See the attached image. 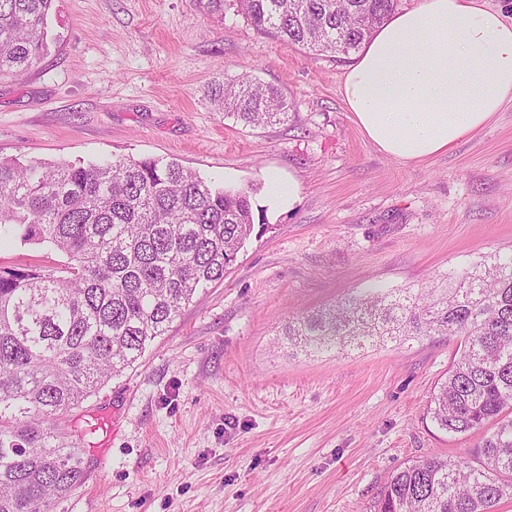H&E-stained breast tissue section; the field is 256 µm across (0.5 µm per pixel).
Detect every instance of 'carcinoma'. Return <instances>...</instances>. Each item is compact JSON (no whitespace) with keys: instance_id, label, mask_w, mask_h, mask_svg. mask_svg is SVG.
Segmentation results:
<instances>
[{"instance_id":"1","label":"carcinoma","mask_w":512,"mask_h":512,"mask_svg":"<svg viewBox=\"0 0 512 512\" xmlns=\"http://www.w3.org/2000/svg\"><path fill=\"white\" fill-rule=\"evenodd\" d=\"M54 0H0V78L34 67ZM255 27L317 54L346 55L396 0H237ZM246 126L288 119L275 88L224 83ZM251 195L177 161L119 157L26 164L0 157V242L47 244L55 270L0 268V512H54L85 479L82 435L64 418L143 356L183 306L224 280L254 231ZM318 352L459 336L430 399L438 429L493 427L477 465L438 456L397 471L373 512H494L512 498V257L456 269L444 285L369 290L288 322Z\"/></svg>"}]
</instances>
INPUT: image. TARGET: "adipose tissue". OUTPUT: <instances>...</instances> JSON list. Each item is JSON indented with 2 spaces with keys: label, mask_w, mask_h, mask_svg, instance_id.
<instances>
[{
  "label": "adipose tissue",
  "mask_w": 512,
  "mask_h": 512,
  "mask_svg": "<svg viewBox=\"0 0 512 512\" xmlns=\"http://www.w3.org/2000/svg\"><path fill=\"white\" fill-rule=\"evenodd\" d=\"M342 95L385 155L411 163L447 152L512 103V22L481 0H418L378 26Z\"/></svg>",
  "instance_id": "obj_1"
}]
</instances>
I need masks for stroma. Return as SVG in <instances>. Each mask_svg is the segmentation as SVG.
Segmentation results:
<instances>
[{
	"mask_svg": "<svg viewBox=\"0 0 512 512\" xmlns=\"http://www.w3.org/2000/svg\"><path fill=\"white\" fill-rule=\"evenodd\" d=\"M47 53L0 80V157H172L247 188L253 233L222 282L69 419L85 479L56 512H370L400 468L472 460L479 435L428 415L456 336L312 356L289 318L362 289L428 288L512 255V104L447 153L405 164L364 135L341 92L350 59L257 30L235 0H55ZM247 75L287 122L250 128L214 95ZM294 180L292 204L269 178ZM46 245L0 267L57 268Z\"/></svg>",
	"mask_w": 512,
	"mask_h": 512,
	"instance_id": "1",
	"label": "stroma"
}]
</instances>
